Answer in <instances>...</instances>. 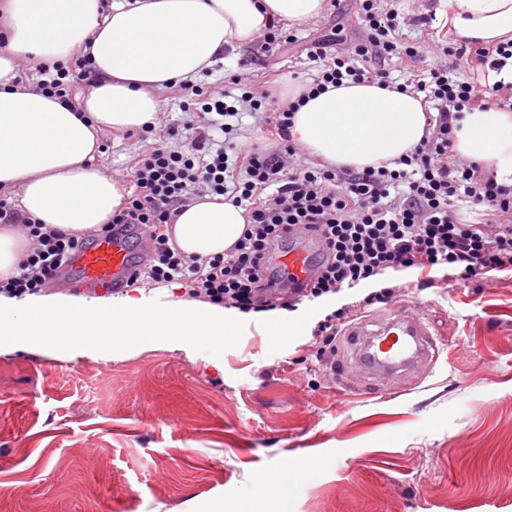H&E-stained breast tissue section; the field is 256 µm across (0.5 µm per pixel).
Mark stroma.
Listing matches in <instances>:
<instances>
[{
    "instance_id": "35a3bbf8",
    "label": "stroma",
    "mask_w": 512,
    "mask_h": 512,
    "mask_svg": "<svg viewBox=\"0 0 512 512\" xmlns=\"http://www.w3.org/2000/svg\"><path fill=\"white\" fill-rule=\"evenodd\" d=\"M402 43L443 36L440 0H382ZM358 0H325L291 42L228 52L197 83L237 95L236 73L277 91L317 77V44L333 55L364 35ZM429 24H420V17ZM97 166L123 193L148 146L103 131ZM388 274L399 306L420 310L443 366L399 393L318 355L311 332L356 301L347 290L288 312V333L244 315L221 356L185 344L99 351L0 349V512H512V273L423 287ZM273 478L270 490L259 477Z\"/></svg>"
}]
</instances>
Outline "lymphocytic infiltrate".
<instances>
[{
    "mask_svg": "<svg viewBox=\"0 0 512 512\" xmlns=\"http://www.w3.org/2000/svg\"><path fill=\"white\" fill-rule=\"evenodd\" d=\"M360 2L364 38L324 65L309 94L346 80L384 81L386 74L375 60L399 54L412 63L422 54V46L395 40L397 13L381 9L377 0ZM442 51L458 56L461 65L452 72L434 64L426 78L413 84V92L422 94L433 112L427 117V135L393 169L383 164L354 171L306 160L304 148L290 134L296 103L280 104L239 75L234 83L241 88V102L272 114L276 138L270 148L236 143L237 106L226 103L222 92L183 86L193 118L162 130L152 122L141 127L140 137L154 144L134 158V189L100 228L104 234L132 226L147 231L149 260L134 287L177 283L191 298L259 313L372 285V292L319 322L315 335L324 350L353 312L395 298L396 285L377 284L388 273L420 269L467 282L491 272H512V183L498 182L454 149L464 112L489 105L512 109V82L488 84L477 78L485 68L505 67L512 42L465 48L448 44ZM51 67L54 76L41 90L63 102H71L77 87L94 82L87 56L55 61ZM208 195L243 207L244 230L224 254H184L173 238L174 223L183 206ZM462 197L480 212L482 222L461 221L456 203ZM18 222L27 231L28 248L17 274L0 279V295L15 298L49 285L80 245L79 238L20 216L0 198V223ZM300 232L319 243L321 270L305 287L292 288L274 259L283 243Z\"/></svg>",
    "mask_w": 512,
    "mask_h": 512,
    "instance_id": "obj_1",
    "label": "lymphocytic infiltrate"
}]
</instances>
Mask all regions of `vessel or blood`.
<instances>
[{"mask_svg": "<svg viewBox=\"0 0 512 512\" xmlns=\"http://www.w3.org/2000/svg\"><path fill=\"white\" fill-rule=\"evenodd\" d=\"M318 252L316 243L301 240L277 262L289 281L301 284L312 275ZM67 266L78 272L82 287H122L133 270L130 239L120 231L91 236L89 244L70 256ZM343 336L358 367L384 383L433 370L441 353L423 314L408 307L358 320L346 327Z\"/></svg>", "mask_w": 512, "mask_h": 512, "instance_id": "b4317fda", "label": "vessel or blood"}]
</instances>
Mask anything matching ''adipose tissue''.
<instances>
[{
    "mask_svg": "<svg viewBox=\"0 0 512 512\" xmlns=\"http://www.w3.org/2000/svg\"><path fill=\"white\" fill-rule=\"evenodd\" d=\"M459 43L512 39V0H442ZM324 0H6L0 11V188H20L19 208L73 235L101 227L120 208L117 184L93 164L102 130L153 121L159 91L195 81L224 52L253 43L271 20L304 22ZM88 53L101 78L80 112L15 82L19 60ZM427 119L418 94L344 81L295 114L293 139L329 165L363 170L409 154ZM456 152L498 181L512 178V110L465 113ZM244 210L221 196L192 201L173 234L187 255L224 253L241 236Z\"/></svg>",
    "mask_w": 512,
    "mask_h": 512,
    "instance_id": "1",
    "label": "adipose tissue"
}]
</instances>
